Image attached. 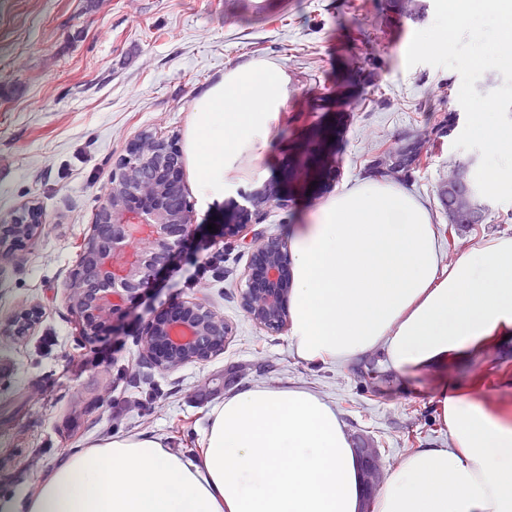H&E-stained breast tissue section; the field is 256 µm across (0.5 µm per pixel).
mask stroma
I'll return each instance as SVG.
<instances>
[{
    "mask_svg": "<svg viewBox=\"0 0 512 512\" xmlns=\"http://www.w3.org/2000/svg\"><path fill=\"white\" fill-rule=\"evenodd\" d=\"M424 2V13L409 17L395 0H0V218L32 201L44 220L27 249L0 257V326L40 311L28 336L0 339V496L111 435L150 433L193 454L210 407L246 387L318 394L351 441L380 448L387 471L416 449L448 447L435 409L444 388L512 418V337L400 377L379 352L301 363L287 332H267L241 306L245 234L291 239L327 198L421 128L431 139L402 187L428 205L444 263L512 236V203L489 202L491 222L467 229L449 224L439 204L449 165L480 155L453 146L466 122L459 74L406 64L409 34L434 20L433 0ZM258 61L284 80L265 146L230 162L223 197L204 201L188 188L194 233L180 255L112 331L80 336L64 286L113 161L145 131L187 147L196 100ZM301 160L306 172H294ZM269 185L284 206L247 223V197ZM216 251L219 272L199 275V258ZM202 294L232 328L223 353L169 372L145 364L144 324Z\"/></svg>",
    "mask_w": 512,
    "mask_h": 512,
    "instance_id": "35a3bbf8",
    "label": "stroma"
}]
</instances>
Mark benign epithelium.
I'll list each match as a JSON object with an SVG mask.
<instances>
[{
    "label": "benign epithelium",
    "instance_id": "obj_1",
    "mask_svg": "<svg viewBox=\"0 0 512 512\" xmlns=\"http://www.w3.org/2000/svg\"><path fill=\"white\" fill-rule=\"evenodd\" d=\"M471 164L448 172V186L461 188ZM254 211L281 203L268 188L250 199ZM193 204L184 187L182 150L152 133L135 138L112 164V184L101 196L65 300L85 336H101L128 303L155 281L193 229ZM40 211L34 204L0 219V254L37 237ZM288 245L280 238L252 243L242 306L260 327L279 332L287 324L292 289ZM38 320L31 312L15 321L9 336H22ZM231 329L205 297L178 301L158 312L141 333L142 353L153 367L169 371L202 365L224 350Z\"/></svg>",
    "mask_w": 512,
    "mask_h": 512
}]
</instances>
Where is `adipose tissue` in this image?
I'll list each match as a JSON object with an SVG mask.
<instances>
[{
	"label": "adipose tissue",
	"instance_id": "adipose-tissue-1",
	"mask_svg": "<svg viewBox=\"0 0 512 512\" xmlns=\"http://www.w3.org/2000/svg\"><path fill=\"white\" fill-rule=\"evenodd\" d=\"M275 68L227 73L194 105L197 193H223L228 161L258 150L282 94ZM289 341L308 364L383 351L401 376L440 367L512 333V236L443 265L428 209L365 179L327 199L289 243ZM449 447L393 469L374 512H512V423L462 389L437 397ZM362 486L345 427L319 396L289 386L239 390L208 412L198 456L147 433L62 455L0 512H359Z\"/></svg>",
	"mask_w": 512,
	"mask_h": 512
}]
</instances>
